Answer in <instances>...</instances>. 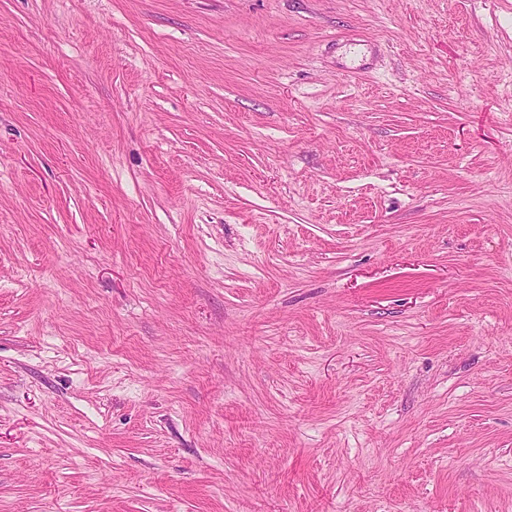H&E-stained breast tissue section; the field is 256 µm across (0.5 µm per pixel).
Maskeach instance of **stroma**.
<instances>
[{
	"label": "stroma",
	"instance_id": "1",
	"mask_svg": "<svg viewBox=\"0 0 512 512\" xmlns=\"http://www.w3.org/2000/svg\"><path fill=\"white\" fill-rule=\"evenodd\" d=\"M0 512H512V0H0Z\"/></svg>",
	"mask_w": 512,
	"mask_h": 512
}]
</instances>
